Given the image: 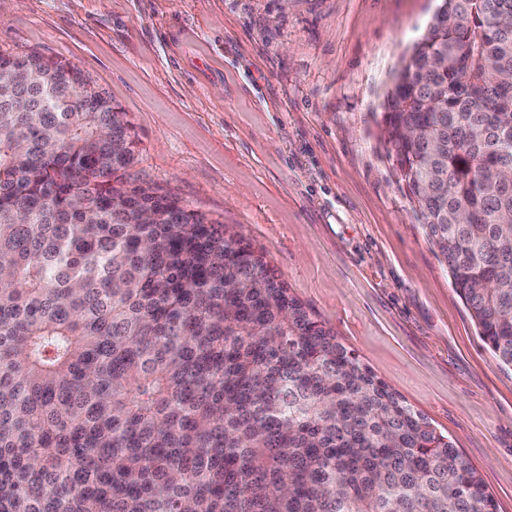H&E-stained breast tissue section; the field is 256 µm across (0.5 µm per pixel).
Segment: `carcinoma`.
I'll return each instance as SVG.
<instances>
[{"label": "carcinoma", "instance_id": "carcinoma-1", "mask_svg": "<svg viewBox=\"0 0 512 512\" xmlns=\"http://www.w3.org/2000/svg\"><path fill=\"white\" fill-rule=\"evenodd\" d=\"M384 138L512 367V0H445ZM80 69L0 54V512H495L261 249L133 177Z\"/></svg>", "mask_w": 512, "mask_h": 512}]
</instances>
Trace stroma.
<instances>
[{
    "label": "stroma",
    "instance_id": "1",
    "mask_svg": "<svg viewBox=\"0 0 512 512\" xmlns=\"http://www.w3.org/2000/svg\"><path fill=\"white\" fill-rule=\"evenodd\" d=\"M441 0H0V54L76 64L135 179L264 249L292 295L448 435L512 512V368L481 340L384 141Z\"/></svg>",
    "mask_w": 512,
    "mask_h": 512
}]
</instances>
